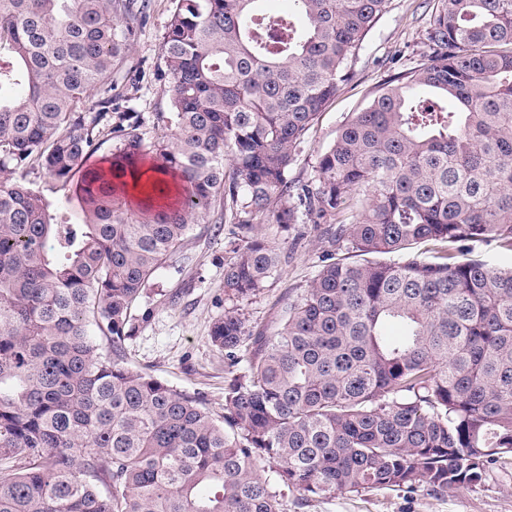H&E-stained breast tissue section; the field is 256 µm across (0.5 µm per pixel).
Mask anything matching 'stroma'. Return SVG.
I'll return each instance as SVG.
<instances>
[{"label":"stroma","mask_w":512,"mask_h":512,"mask_svg":"<svg viewBox=\"0 0 512 512\" xmlns=\"http://www.w3.org/2000/svg\"><path fill=\"white\" fill-rule=\"evenodd\" d=\"M437 0H390L387 11L366 35L349 64L351 79L326 105L299 145L288 177L307 182L321 154L342 125L366 108L384 84L426 61L425 30ZM173 10L172 0H150L145 22L112 75V100L131 108L145 142L161 134L160 113L171 104L161 38ZM19 181L41 191L54 205L79 208L77 183L50 178L40 167L0 171V181ZM240 206L215 196L197 218L176 253L153 274L132 312L135 330L126 341V366L150 373L178 392L203 398L215 419L224 416V379L229 363L213 346L210 330L225 309H235L253 336L275 335L288 316V305L301 297L317 275L328 248L311 225L290 231L256 218V230L279 250L281 261L257 295L229 302L224 296V261L244 220ZM287 512H512V468H495L485 483L437 497L426 488L370 493H336L302 500L285 492Z\"/></svg>","instance_id":"1"}]
</instances>
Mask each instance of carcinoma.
Instances as JSON below:
<instances>
[{
  "instance_id": "obj_1",
  "label": "carcinoma",
  "mask_w": 512,
  "mask_h": 512,
  "mask_svg": "<svg viewBox=\"0 0 512 512\" xmlns=\"http://www.w3.org/2000/svg\"><path fill=\"white\" fill-rule=\"evenodd\" d=\"M256 2L174 0L168 134L147 145L112 122V71L149 0H0V170L82 173L78 217L0 182V512H284L262 459L305 500L445 497L512 465V267L460 258L486 238L512 253V0H440L427 62L355 113L304 184L294 153L389 0H291L303 29ZM103 124L120 142L89 167ZM170 177L180 206L125 208ZM221 191L281 228L328 223L332 249L225 378L218 421L121 352L145 284ZM238 228L231 301L280 260ZM245 336L232 308L210 334L232 367Z\"/></svg>"
}]
</instances>
